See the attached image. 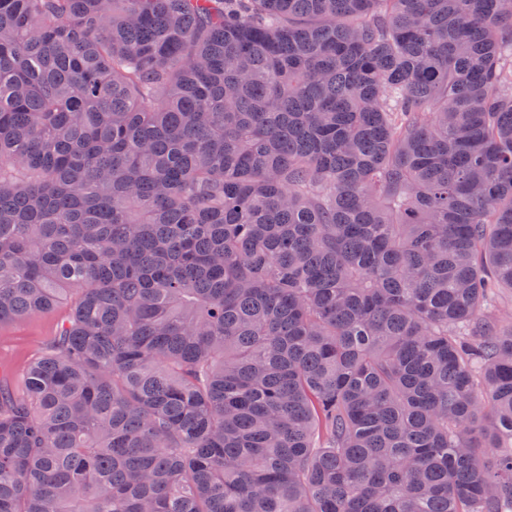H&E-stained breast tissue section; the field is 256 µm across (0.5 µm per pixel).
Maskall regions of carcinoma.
Returning <instances> with one entry per match:
<instances>
[{
    "label": "carcinoma",
    "instance_id": "carcinoma-1",
    "mask_svg": "<svg viewBox=\"0 0 512 512\" xmlns=\"http://www.w3.org/2000/svg\"><path fill=\"white\" fill-rule=\"evenodd\" d=\"M512 0H0V512H512ZM67 311L68 306L62 304L48 313L0 324V378L19 388L26 362L53 343Z\"/></svg>",
    "mask_w": 512,
    "mask_h": 512
}]
</instances>
